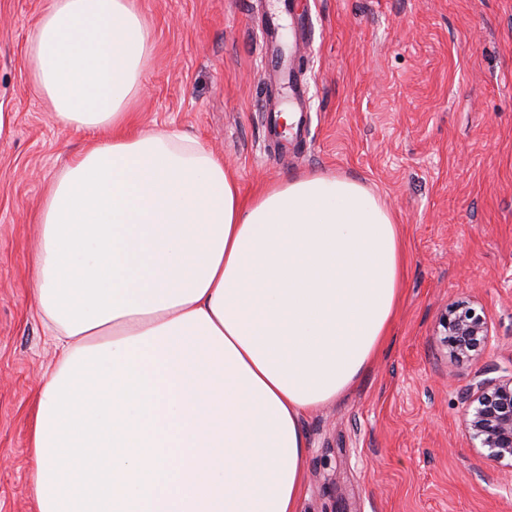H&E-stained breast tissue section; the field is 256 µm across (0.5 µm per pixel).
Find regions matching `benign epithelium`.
I'll return each instance as SVG.
<instances>
[{
    "label": "benign epithelium",
    "instance_id": "7a95c632",
    "mask_svg": "<svg viewBox=\"0 0 512 512\" xmlns=\"http://www.w3.org/2000/svg\"><path fill=\"white\" fill-rule=\"evenodd\" d=\"M440 326L442 342L457 358L479 357L491 336L485 312L470 304L451 307ZM463 422L479 458L512 474V366L470 385Z\"/></svg>",
    "mask_w": 512,
    "mask_h": 512
}]
</instances>
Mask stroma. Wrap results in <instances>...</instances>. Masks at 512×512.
Segmentation results:
<instances>
[{
  "mask_svg": "<svg viewBox=\"0 0 512 512\" xmlns=\"http://www.w3.org/2000/svg\"><path fill=\"white\" fill-rule=\"evenodd\" d=\"M50 0H0V512H37L29 433L53 365L34 301L39 212L88 140L58 124L27 66ZM152 49L135 110L223 160L244 195L307 172L359 180L401 229V301L360 382L306 415L302 512H512L465 433L478 372L512 364V0H310V133L265 140L258 18L282 0H136ZM460 300L492 344L453 361L436 334Z\"/></svg>",
  "mask_w": 512,
  "mask_h": 512,
  "instance_id": "obj_1",
  "label": "stroma"
}]
</instances>
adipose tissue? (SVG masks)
Here are the masks:
<instances>
[{"mask_svg":"<svg viewBox=\"0 0 512 512\" xmlns=\"http://www.w3.org/2000/svg\"><path fill=\"white\" fill-rule=\"evenodd\" d=\"M150 53L134 0H51L30 39L34 88L91 134L40 210L37 512H301L302 419L384 341L399 228L357 180L246 197L201 142L139 129Z\"/></svg>","mask_w":512,"mask_h":512,"instance_id":"ef3b65f1","label":"adipose tissue"}]
</instances>
